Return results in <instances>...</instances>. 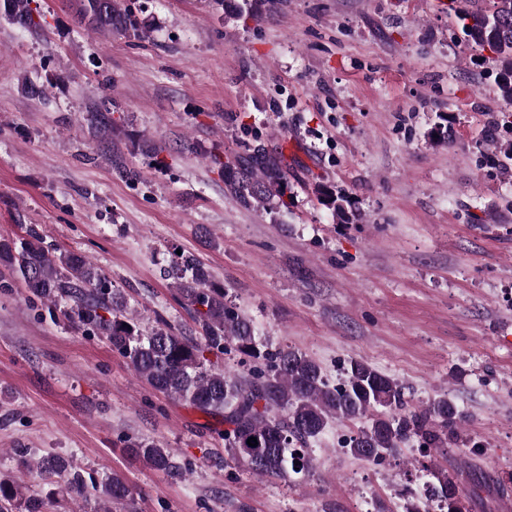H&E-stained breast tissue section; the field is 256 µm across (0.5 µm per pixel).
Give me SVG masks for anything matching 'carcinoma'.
Segmentation results:
<instances>
[{
	"label": "carcinoma",
	"instance_id": "carcinoma-1",
	"mask_svg": "<svg viewBox=\"0 0 512 512\" xmlns=\"http://www.w3.org/2000/svg\"><path fill=\"white\" fill-rule=\"evenodd\" d=\"M32 0H0V16L25 28L38 27ZM229 18L258 19L282 8L285 0H214ZM79 24L91 32L110 36L128 33L149 37V25L128 3L112 0V11L99 9V0H73ZM468 42L489 48L501 60L498 87L512 102V0H486V5L458 12ZM81 126L103 144L101 157L114 172L129 181L140 172L127 163L112 143L117 131L111 109L93 108L82 115ZM133 144L145 149L158 172L168 168L163 149L146 135L125 132ZM211 167L224 179V190L245 207L266 208L285 204L288 168L282 153L264 144L225 158L210 156ZM320 202L340 224L359 220L358 208L333 186L316 185ZM16 222L23 235L0 238V298L18 294L22 283L29 298L57 307L68 326L107 340L127 366L155 390L180 399L200 411L224 416V452L229 459L260 477L288 481L312 471L315 459L307 449L333 422L361 421L362 427L343 440L342 449L369 464H379L415 440L422 448H448L456 444L463 414L446 398L426 406L408 407L406 387L369 364L352 360L343 382L333 385L321 365L289 347L271 348L256 336L252 320L228 298L227 289L192 255L172 253L167 277L179 302L189 311L196 335L175 333L159 321L141 327L126 313L121 291L106 272L87 255L66 250L48 239L39 224ZM235 353L250 358L246 372H234L212 358ZM254 437L252 447L247 439ZM128 448L156 470L171 476L183 469L170 448L133 440ZM299 464H294V461ZM32 469L53 485L47 496L25 495L24 480H0V512H50L65 508L68 500L98 497L95 512H117L131 498V489L118 474L87 483L67 458L50 456ZM430 498L446 512H463L465 490L448 471L425 468Z\"/></svg>",
	"mask_w": 512,
	"mask_h": 512
}]
</instances>
